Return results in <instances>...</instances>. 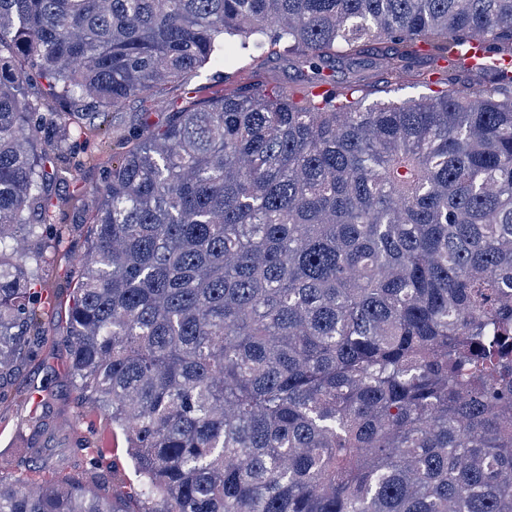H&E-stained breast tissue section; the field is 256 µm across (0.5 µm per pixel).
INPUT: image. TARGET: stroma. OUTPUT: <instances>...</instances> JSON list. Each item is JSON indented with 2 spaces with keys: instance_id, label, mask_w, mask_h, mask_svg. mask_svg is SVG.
<instances>
[{
  "instance_id": "1",
  "label": "stroma",
  "mask_w": 512,
  "mask_h": 512,
  "mask_svg": "<svg viewBox=\"0 0 512 512\" xmlns=\"http://www.w3.org/2000/svg\"><path fill=\"white\" fill-rule=\"evenodd\" d=\"M323 71L340 86L380 80L369 55L354 60H330ZM309 73L298 57L288 53L240 51L228 46L223 61L206 65L184 81L159 86L152 96L133 97L121 108L104 114L90 106L82 114L67 116L66 129L71 134L70 146L77 166L71 175L56 180L48 191L61 242L46 250L40 270L39 323L43 339L34 356L18 361L10 376L0 379V462L9 464L11 477H31L61 485L71 478L89 480V473L70 467L67 459L75 452L62 441L53 451L54 469L34 473L29 468L23 438L34 418L61 417L89 437V449L75 454L83 458L88 451H101L102 461L96 474L103 482L104 495L113 499L121 512H135L137 481L124 438L113 433L103 415L82 403L68 368V305L79 267L77 257L84 254L89 235L88 216L95 202L91 191L101 185L106 171L126 151L130 136L142 132L145 126H165L173 112L209 100L228 83L298 91L306 86ZM155 98L164 100L165 108L152 106Z\"/></svg>"
}]
</instances>
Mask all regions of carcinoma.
I'll use <instances>...</instances> for the list:
<instances>
[{"mask_svg": "<svg viewBox=\"0 0 512 512\" xmlns=\"http://www.w3.org/2000/svg\"><path fill=\"white\" fill-rule=\"evenodd\" d=\"M284 45L300 94L227 87L146 128L89 215L70 372L139 512H512V0H0V378L34 352L65 110ZM377 44L402 101L327 87ZM427 71L414 70L419 56ZM0 512H121L11 482Z\"/></svg>", "mask_w": 512, "mask_h": 512, "instance_id": "obj_1", "label": "carcinoma"}]
</instances>
